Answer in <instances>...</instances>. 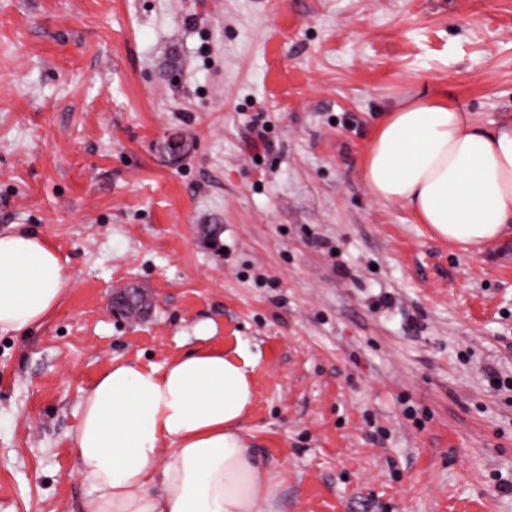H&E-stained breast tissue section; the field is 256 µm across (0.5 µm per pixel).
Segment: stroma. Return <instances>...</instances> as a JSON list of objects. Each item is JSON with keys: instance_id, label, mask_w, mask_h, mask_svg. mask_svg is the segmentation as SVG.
Wrapping results in <instances>:
<instances>
[{"instance_id": "1", "label": "stroma", "mask_w": 512, "mask_h": 512, "mask_svg": "<svg viewBox=\"0 0 512 512\" xmlns=\"http://www.w3.org/2000/svg\"><path fill=\"white\" fill-rule=\"evenodd\" d=\"M408 91L511 122L512 0H0V229L66 274L0 334V512H81L85 391L200 347L256 359L281 512H512V236L466 250L370 195ZM132 281L140 321L109 305Z\"/></svg>"}]
</instances>
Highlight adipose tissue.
Here are the masks:
<instances>
[{"label": "adipose tissue", "instance_id": "ef3b65f1", "mask_svg": "<svg viewBox=\"0 0 512 512\" xmlns=\"http://www.w3.org/2000/svg\"><path fill=\"white\" fill-rule=\"evenodd\" d=\"M371 195L409 206L450 243L512 234V123L479 124L454 101L407 95L363 159ZM66 276L36 233L0 231V333L39 327ZM255 361L202 349L163 366L113 362L84 394L71 435L91 488L83 512H278L283 471L244 437Z\"/></svg>", "mask_w": 512, "mask_h": 512}]
</instances>
